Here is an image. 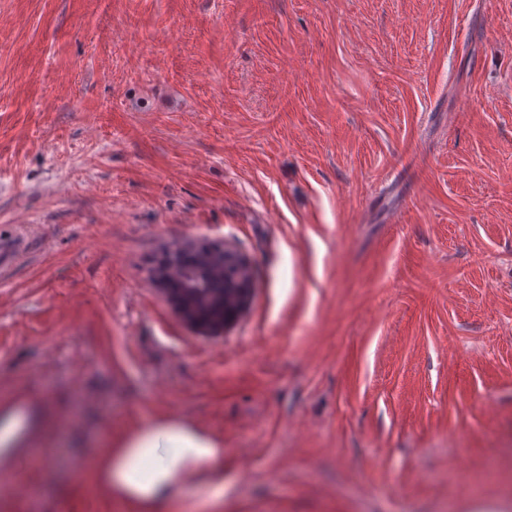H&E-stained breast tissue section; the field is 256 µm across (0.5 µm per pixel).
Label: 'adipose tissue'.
I'll use <instances>...</instances> for the list:
<instances>
[{
    "label": "adipose tissue",
    "instance_id": "1",
    "mask_svg": "<svg viewBox=\"0 0 512 512\" xmlns=\"http://www.w3.org/2000/svg\"><path fill=\"white\" fill-rule=\"evenodd\" d=\"M90 478L132 512H160L178 490L190 492L193 504L217 503L224 497V450L178 418L157 417L116 442Z\"/></svg>",
    "mask_w": 512,
    "mask_h": 512
}]
</instances>
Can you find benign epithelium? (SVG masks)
I'll return each mask as SVG.
<instances>
[{"mask_svg":"<svg viewBox=\"0 0 512 512\" xmlns=\"http://www.w3.org/2000/svg\"><path fill=\"white\" fill-rule=\"evenodd\" d=\"M160 292L188 321L206 330L223 329L248 305L254 290L250 262L226 245L199 241L172 250L158 261Z\"/></svg>","mask_w":512,"mask_h":512,"instance_id":"benign-epithelium-1","label":"benign epithelium"}]
</instances>
